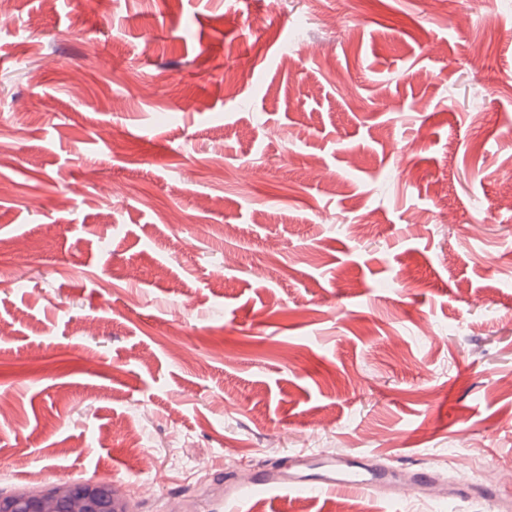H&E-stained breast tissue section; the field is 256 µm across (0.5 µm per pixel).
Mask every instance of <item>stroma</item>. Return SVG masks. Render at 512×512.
I'll use <instances>...</instances> for the list:
<instances>
[{"label":"stroma","instance_id":"35a3bbf8","mask_svg":"<svg viewBox=\"0 0 512 512\" xmlns=\"http://www.w3.org/2000/svg\"><path fill=\"white\" fill-rule=\"evenodd\" d=\"M12 12L0 494L94 478L131 512H430L225 481L304 447L445 473L454 448L480 466L450 512H501L479 490L512 470V0ZM254 164L264 185L235 176ZM369 211L375 238L351 236Z\"/></svg>","mask_w":512,"mask_h":512}]
</instances>
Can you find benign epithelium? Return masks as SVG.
<instances>
[{"instance_id": "benign-epithelium-1", "label": "benign epithelium", "mask_w": 512, "mask_h": 512, "mask_svg": "<svg viewBox=\"0 0 512 512\" xmlns=\"http://www.w3.org/2000/svg\"><path fill=\"white\" fill-rule=\"evenodd\" d=\"M0 512H129V504L109 483L89 479L16 493L0 503Z\"/></svg>"}]
</instances>
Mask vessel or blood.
I'll return each instance as SVG.
<instances>
[{
	"mask_svg": "<svg viewBox=\"0 0 512 512\" xmlns=\"http://www.w3.org/2000/svg\"><path fill=\"white\" fill-rule=\"evenodd\" d=\"M435 480V472L428 467L414 470L406 478L374 468L364 453H354L316 469L311 467L308 455L302 451L294 453L289 460L252 471L244 478L254 489L298 491L319 488L344 492L371 489L395 500L418 498Z\"/></svg>",
	"mask_w": 512,
	"mask_h": 512,
	"instance_id": "obj_1",
	"label": "vessel or blood"
}]
</instances>
